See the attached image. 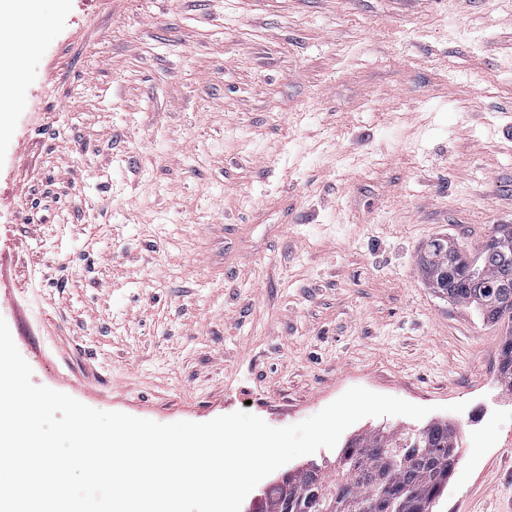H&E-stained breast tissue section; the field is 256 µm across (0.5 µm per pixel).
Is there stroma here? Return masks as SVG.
<instances>
[{
	"instance_id": "1",
	"label": "stroma",
	"mask_w": 512,
	"mask_h": 512,
	"mask_svg": "<svg viewBox=\"0 0 512 512\" xmlns=\"http://www.w3.org/2000/svg\"><path fill=\"white\" fill-rule=\"evenodd\" d=\"M11 24L34 49L0 122V318L35 384L274 427L360 386L493 440L435 512L512 499L505 328L417 266L512 224V0H46Z\"/></svg>"
}]
</instances>
